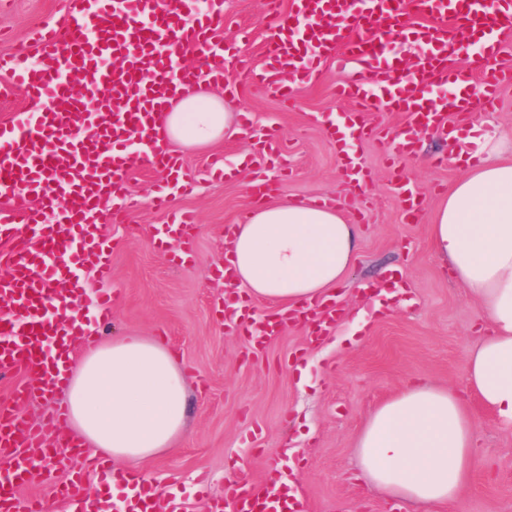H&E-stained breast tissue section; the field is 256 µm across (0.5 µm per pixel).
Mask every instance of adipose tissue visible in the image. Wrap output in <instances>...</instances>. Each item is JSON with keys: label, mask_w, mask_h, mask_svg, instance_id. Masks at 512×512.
I'll return each mask as SVG.
<instances>
[{"label": "adipose tissue", "mask_w": 512, "mask_h": 512, "mask_svg": "<svg viewBox=\"0 0 512 512\" xmlns=\"http://www.w3.org/2000/svg\"><path fill=\"white\" fill-rule=\"evenodd\" d=\"M163 134L207 147L239 133L223 101L183 96ZM467 172L435 209V257L482 310L486 330L468 359L465 390L418 381L379 403L355 437L363 476L402 512L459 500L477 464L473 391L512 432V129L487 118L462 137ZM358 229L327 202L270 203L237 225L235 282L253 300L292 308L334 298L355 257ZM70 422L93 452L139 465L170 450L187 425L185 375L159 342L119 336L90 348L66 385Z\"/></svg>", "instance_id": "obj_1"}]
</instances>
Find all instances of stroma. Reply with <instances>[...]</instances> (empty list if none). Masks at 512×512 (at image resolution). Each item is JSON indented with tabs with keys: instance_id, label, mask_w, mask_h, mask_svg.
Segmentation results:
<instances>
[{
	"instance_id": "stroma-1",
	"label": "stroma",
	"mask_w": 512,
	"mask_h": 512,
	"mask_svg": "<svg viewBox=\"0 0 512 512\" xmlns=\"http://www.w3.org/2000/svg\"><path fill=\"white\" fill-rule=\"evenodd\" d=\"M69 0H10L0 9V54L28 48V33L40 23L65 18ZM263 0H225L224 39L239 28L252 32L244 51L262 60ZM353 60L322 63L315 80L299 84L292 103L250 85L239 69L225 76L237 89L229 102L250 125L238 138L209 149H182L178 155L195 175L193 191L175 196L176 208L195 211L193 259L170 263L158 244L164 214L150 206L128 223H105L112 246V320L98 329L100 341L115 336H151L165 341L186 371L188 420L176 449L141 464L140 471L160 492L175 491L185 512H207L209 501L224 497L226 475L243 462L254 481H265L272 467L297 469L311 512H395L385 495L358 477L354 439L368 413L408 381L463 388L468 353L481 335V313L463 288L452 282L428 245L430 214L441 193L463 169L456 161L434 167L437 147L423 136L419 155L397 166L425 199L420 217L403 219L377 141L356 143L360 165L373 182L357 195L336 159V143L324 121L339 122L345 109L337 84L355 78ZM269 130L284 149L264 171L239 168L241 156L254 153L258 134ZM236 168L219 180L209 173L213 159ZM270 183L283 201L339 199L349 223L360 225L356 261L343 289L352 303L363 285L385 283L393 271L412 304L407 309L369 317L362 329L342 323L312 344L299 323L288 325L252 355L244 336H228L216 309L224 300V227L237 223L254 206L251 186ZM311 361L301 378L293 359ZM479 437V467L460 500L444 512H512V433L497 426L492 412L469 397Z\"/></svg>"
}]
</instances>
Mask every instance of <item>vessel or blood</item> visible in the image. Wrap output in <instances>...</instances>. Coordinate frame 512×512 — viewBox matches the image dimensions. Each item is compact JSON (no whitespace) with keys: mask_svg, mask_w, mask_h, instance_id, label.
<instances>
[{"mask_svg":"<svg viewBox=\"0 0 512 512\" xmlns=\"http://www.w3.org/2000/svg\"><path fill=\"white\" fill-rule=\"evenodd\" d=\"M367 11L353 0H295L289 12L270 0L274 20L267 26L266 54L253 66L239 46L220 39L222 0H70L62 23H47L30 35L31 53L0 56L8 84L0 95L21 89L27 100L43 103L40 112H16L0 125V241L8 246L0 272V296L13 304L0 313V379L25 373L29 385L16 389L12 404L0 406V512H46L42 500L17 494L31 474V452L55 456L75 443L59 425L57 406L33 421L20 408L32 397L53 399L64 381L77 329L75 310L86 296L84 272L99 280L112 275L111 245L99 232L102 221L124 223L139 206L128 181V148L134 135L152 128L182 87L224 78L225 60H235L255 87L293 99V81L312 79L325 60H355L358 77L342 83L337 95L349 102L343 125L349 141L380 131L385 115L399 112L405 124L390 140L398 154L417 152L427 131L456 147V124L475 103L494 105L501 86L512 84V68L496 61L512 38V0L489 7L483 0H368ZM414 39L427 52L413 62L384 55L391 42ZM482 43L472 65L451 67L471 40ZM198 53L203 63L188 69L180 59ZM121 66L109 67L110 59ZM486 79L476 81L477 70ZM454 85L455 93L434 96V88ZM349 141L336 152L353 184L367 189L370 175L351 157ZM144 162L164 175L152 203L167 210L169 197L190 191L195 178L180 160L151 137ZM405 216L419 211L415 187L398 180ZM34 199L17 211L11 200ZM26 232H18V224ZM192 212H170L167 227L190 239ZM224 331L253 337L256 345L277 336L289 322L303 319L313 336H327L340 321L336 301L302 310L265 314L239 291L228 290L220 311ZM238 477L211 512H309L306 498H271ZM55 495L72 512H89L94 501L82 476L68 477Z\"/></svg>","mask_w":512,"mask_h":512,"instance_id":"b4317fda","label":"vessel or blood"}]
</instances>
